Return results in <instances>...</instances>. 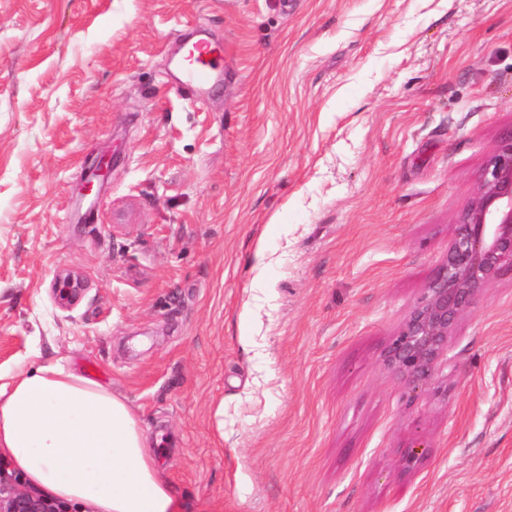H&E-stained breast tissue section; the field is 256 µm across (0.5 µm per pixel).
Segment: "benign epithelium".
Returning a JSON list of instances; mask_svg holds the SVG:
<instances>
[{"label":"benign epithelium","instance_id":"benign-epithelium-1","mask_svg":"<svg viewBox=\"0 0 512 512\" xmlns=\"http://www.w3.org/2000/svg\"><path fill=\"white\" fill-rule=\"evenodd\" d=\"M506 273L512 274V132L500 137L482 169L478 194L458 215L448 254L389 344L386 365L412 391L425 388L462 315L482 288ZM0 512L67 509L1 474Z\"/></svg>","mask_w":512,"mask_h":512}]
</instances>
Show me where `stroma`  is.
Returning a JSON list of instances; mask_svg holds the SVG:
<instances>
[{"label": "stroma", "mask_w": 512, "mask_h": 512, "mask_svg": "<svg viewBox=\"0 0 512 512\" xmlns=\"http://www.w3.org/2000/svg\"><path fill=\"white\" fill-rule=\"evenodd\" d=\"M511 128L512 0H0V382L126 398L181 512H512V276L384 363ZM186 48L180 67V89L188 99L197 101L222 69L224 45L215 44L199 34L196 39L184 40L179 53Z\"/></svg>", "instance_id": "obj_1"}]
</instances>
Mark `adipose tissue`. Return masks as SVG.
Returning <instances> with one entry per match:
<instances>
[{
  "instance_id": "ef3b65f1",
  "label": "adipose tissue",
  "mask_w": 512,
  "mask_h": 512,
  "mask_svg": "<svg viewBox=\"0 0 512 512\" xmlns=\"http://www.w3.org/2000/svg\"><path fill=\"white\" fill-rule=\"evenodd\" d=\"M0 456L30 486L89 512H177L126 399L57 363L0 385Z\"/></svg>"
}]
</instances>
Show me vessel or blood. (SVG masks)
<instances>
[{
	"mask_svg": "<svg viewBox=\"0 0 512 512\" xmlns=\"http://www.w3.org/2000/svg\"><path fill=\"white\" fill-rule=\"evenodd\" d=\"M183 46L186 53L180 67V89L188 99L196 101L219 75L224 48L202 36L184 40Z\"/></svg>",
	"mask_w": 512,
	"mask_h": 512,
	"instance_id": "obj_1",
	"label": "vessel or blood"
}]
</instances>
